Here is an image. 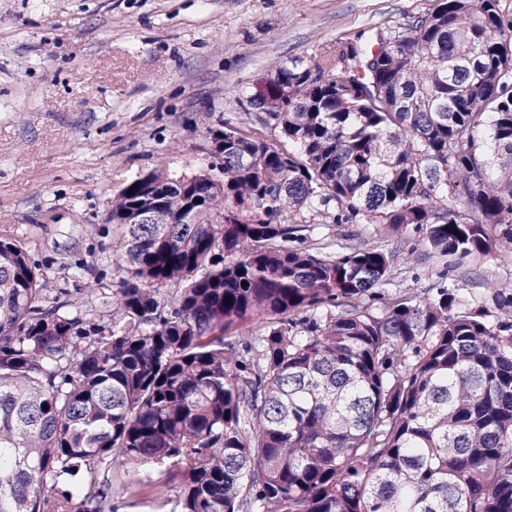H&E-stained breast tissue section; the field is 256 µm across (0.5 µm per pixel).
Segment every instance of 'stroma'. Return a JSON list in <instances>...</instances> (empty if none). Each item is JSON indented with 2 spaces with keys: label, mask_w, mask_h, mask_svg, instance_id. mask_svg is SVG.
Segmentation results:
<instances>
[{
  "label": "stroma",
  "mask_w": 512,
  "mask_h": 512,
  "mask_svg": "<svg viewBox=\"0 0 512 512\" xmlns=\"http://www.w3.org/2000/svg\"><path fill=\"white\" fill-rule=\"evenodd\" d=\"M437 0H0V240L42 275L47 301L111 320L126 271L112 201L157 167L214 162L207 128H250L246 101L279 67L324 44L392 28ZM307 244L395 255L393 292L430 294L440 267L414 227L308 217ZM447 285L505 320L512 245L449 272Z\"/></svg>",
  "instance_id": "obj_1"
}]
</instances>
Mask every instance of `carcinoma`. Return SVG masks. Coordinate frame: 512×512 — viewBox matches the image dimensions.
I'll list each match as a JSON object with an SVG mask.
<instances>
[{
	"label": "carcinoma",
	"instance_id": "obj_1",
	"mask_svg": "<svg viewBox=\"0 0 512 512\" xmlns=\"http://www.w3.org/2000/svg\"><path fill=\"white\" fill-rule=\"evenodd\" d=\"M256 99L292 148L206 128L218 180L156 196L193 223L112 200L127 277L94 334L0 241V512H114L120 458L177 480L170 512H512V323L445 287L388 300L392 254L315 252L301 221L412 224L442 280L512 242V16L438 0Z\"/></svg>",
	"mask_w": 512,
	"mask_h": 512
}]
</instances>
